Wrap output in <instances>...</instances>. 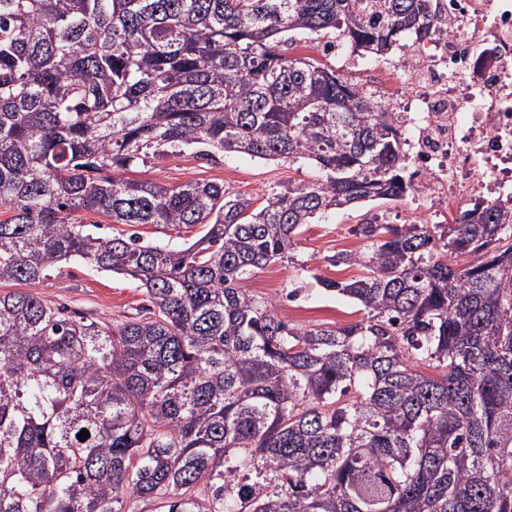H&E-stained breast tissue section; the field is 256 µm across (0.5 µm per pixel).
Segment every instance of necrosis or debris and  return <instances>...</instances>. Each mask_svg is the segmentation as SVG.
I'll return each instance as SVG.
<instances>
[{
    "label": "necrosis or debris",
    "instance_id": "necrosis-or-debris-1",
    "mask_svg": "<svg viewBox=\"0 0 512 512\" xmlns=\"http://www.w3.org/2000/svg\"><path fill=\"white\" fill-rule=\"evenodd\" d=\"M438 23L403 67L360 86L391 100L410 157L409 195L447 221L449 207L512 197V0H436Z\"/></svg>",
    "mask_w": 512,
    "mask_h": 512
}]
</instances>
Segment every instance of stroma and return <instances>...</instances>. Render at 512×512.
Returning <instances> with one entry per match:
<instances>
[{
  "instance_id": "obj_1",
  "label": "stroma",
  "mask_w": 512,
  "mask_h": 512,
  "mask_svg": "<svg viewBox=\"0 0 512 512\" xmlns=\"http://www.w3.org/2000/svg\"><path fill=\"white\" fill-rule=\"evenodd\" d=\"M312 173L308 166L261 161L245 154L225 156L218 164L184 154L137 166L132 176L173 185L195 180L215 182L230 193L259 198L278 184L306 179ZM373 214L391 224L413 218L412 210L403 200L373 201L336 211L320 223L306 225L292 261H277L255 270L245 283L246 289L272 303L280 318L298 327L338 328L361 319L362 311L351 300L323 293L316 279L321 276L343 281L359 275L358 267H334L326 258L361 247L362 242L352 229ZM294 288L300 294L292 299L288 293ZM30 290L90 316L116 321L133 316L144 304L141 290L130 278L99 272L81 262L70 263L62 273L51 274L31 285Z\"/></svg>"
}]
</instances>
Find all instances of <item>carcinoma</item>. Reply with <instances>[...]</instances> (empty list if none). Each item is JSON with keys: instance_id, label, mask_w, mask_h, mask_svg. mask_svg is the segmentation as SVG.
I'll return each instance as SVG.
<instances>
[{"instance_id": "cac0c4a2", "label": "carcinoma", "mask_w": 512, "mask_h": 512, "mask_svg": "<svg viewBox=\"0 0 512 512\" xmlns=\"http://www.w3.org/2000/svg\"><path fill=\"white\" fill-rule=\"evenodd\" d=\"M432 0H0V285L81 261L148 305L0 293V512H512V198L354 228L298 328L243 286L330 209L401 200L390 103L288 34L406 55ZM226 153L312 166L257 201L125 177ZM198 226L178 246L74 218ZM86 440L78 439L82 430ZM335 35L333 33L330 34H321L319 36L313 35L311 36L312 42H305V40L297 41L288 49V55H305L314 57L319 60L323 64L328 67L334 69L336 73L343 75L345 78L351 81V76L349 73L345 72L340 68V63L336 56L333 53H328L323 51V43L328 40H333Z\"/></svg>"}]
</instances>
